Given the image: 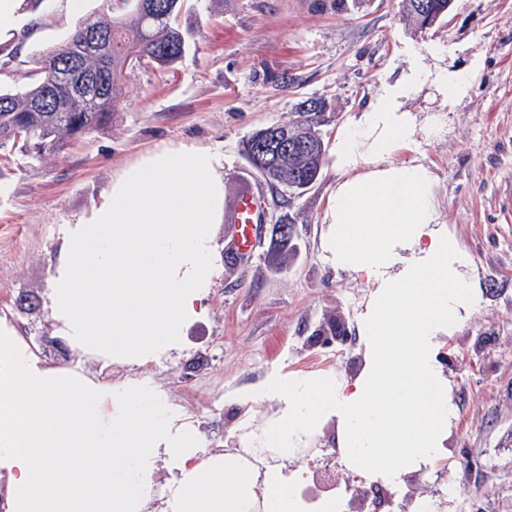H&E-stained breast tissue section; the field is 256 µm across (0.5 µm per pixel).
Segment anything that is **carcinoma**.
Wrapping results in <instances>:
<instances>
[{"label": "carcinoma", "instance_id": "carcinoma-1", "mask_svg": "<svg viewBox=\"0 0 512 512\" xmlns=\"http://www.w3.org/2000/svg\"><path fill=\"white\" fill-rule=\"evenodd\" d=\"M152 12L134 5L120 19L105 14L82 21L69 39L36 61L21 91L0 87V151L17 148L32 159L58 153L64 145L107 124L122 95L126 71L137 65L170 67L183 56L184 32L173 23L185 0H160ZM106 35L112 44L93 48L88 36ZM332 113L316 100L297 104V118L286 127L298 133L299 143L282 152L278 164L260 160L259 145L274 135L273 127L254 131L243 152L256 172L271 186L284 184L306 191L322 174L325 146L321 127Z\"/></svg>", "mask_w": 512, "mask_h": 512}]
</instances>
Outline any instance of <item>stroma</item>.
I'll return each instance as SVG.
<instances>
[{
  "mask_svg": "<svg viewBox=\"0 0 512 512\" xmlns=\"http://www.w3.org/2000/svg\"><path fill=\"white\" fill-rule=\"evenodd\" d=\"M131 0H84L73 17L67 0L26 10L13 36L0 38V85L20 91L35 61L62 45L80 19L130 14ZM187 48L175 65L128 72L111 121L43 161L15 156L0 164V326L21 336L46 363L104 382L151 378L168 407L186 416L210 451L261 445V430L283 407L261 396L274 375L350 377L362 362L358 316L371 288L336 270L324 249L325 214L337 174L336 137L348 121L399 82L414 57L432 67L481 69L454 107L427 84L405 107L438 127L395 160L424 166L434 178L440 221L473 259L482 305L453 336L438 362L453 388L458 417L446 450L410 475L404 489L380 486L386 512L414 495H457L448 512H512V0H453L441 21L420 29L400 0H188L178 17ZM306 99L328 103L322 129L328 161L302 196L286 200L263 184L266 222L253 256L238 252L232 226L214 227L216 274L203 315L179 345L146 365L86 359L62 344L51 314L50 278L65 225L89 219L127 166L164 148L201 147L223 157L224 196L255 175L242 147L255 130L296 119ZM295 232L276 247L275 227ZM334 330L346 340L331 339ZM328 421L300 451L267 455L304 495L349 502L369 488L336 453Z\"/></svg>",
  "mask_w": 512,
  "mask_h": 512,
  "instance_id": "stroma-1",
  "label": "stroma"
}]
</instances>
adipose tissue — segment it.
I'll return each mask as SVG.
<instances>
[{
	"label": "adipose tissue",
	"instance_id": "obj_1",
	"mask_svg": "<svg viewBox=\"0 0 512 512\" xmlns=\"http://www.w3.org/2000/svg\"><path fill=\"white\" fill-rule=\"evenodd\" d=\"M474 78L414 58L337 137L324 247L336 269L372 287L358 318L363 364L348 379L271 378L265 394L286 407L264 428V447L295 452L331 420L347 469L393 488L442 454L457 409L435 352L482 294L470 254L439 225L431 174L394 157L433 130L404 99L429 83L451 107ZM163 399L146 378L112 385L47 366L0 328V470L10 512H144L163 456L179 473L166 512H342L334 497L306 507L276 470L261 476L249 458L208 452Z\"/></svg>",
	"mask_w": 512,
	"mask_h": 512
}]
</instances>
